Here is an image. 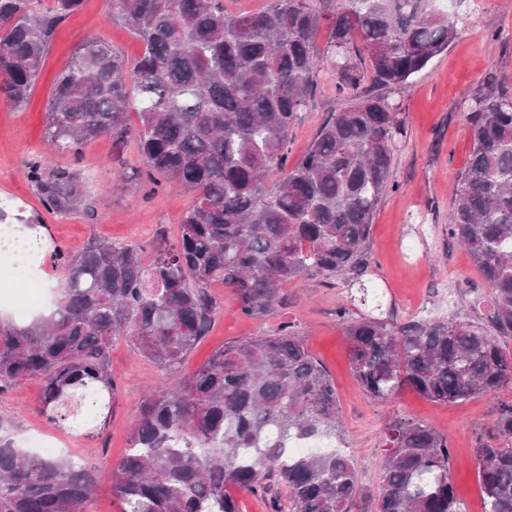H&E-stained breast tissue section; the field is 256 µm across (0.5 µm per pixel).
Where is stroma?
<instances>
[{
	"instance_id": "1",
	"label": "stroma",
	"mask_w": 512,
	"mask_h": 512,
	"mask_svg": "<svg viewBox=\"0 0 512 512\" xmlns=\"http://www.w3.org/2000/svg\"><path fill=\"white\" fill-rule=\"evenodd\" d=\"M110 13V0H84L80 11L57 25L27 104L16 108L0 100V201L10 203L8 220L43 224L51 245L70 251L94 239L147 248L160 233L175 242L182 219L197 198L191 190L165 185L147 194L136 138L116 145L110 136L99 137L85 145L77 160L44 137L53 84L81 43L100 40L130 63L141 56L142 42L127 25L111 20ZM455 24L453 43L404 89L367 80L358 88L342 90L334 75L318 72L313 95L288 135V161L294 164L329 113L346 107L355 95L383 96L400 112L403 134L395 151V187L377 208L369 244L371 266L365 281L375 304L353 301L346 281L328 285L299 278L284 286V300L270 314L251 319L239 312L227 288L211 285L214 322L179 373L191 376L229 343L295 323L335 383L346 450L361 486L379 495L385 428L396 420H411L447 437L457 497L465 512H482L473 449L477 441L494 434L499 408L512 404V387L493 399L480 395L454 405L434 404L409 388L385 403L371 400L352 374L348 342L336 317L345 306L355 318L381 312L405 323L420 306L427 318L480 319L481 311L472 301L484 295L488 285L468 253L449 238L448 226L453 189L473 144L464 108L488 78L506 80L512 89V0H458ZM36 157L49 168L79 172L86 193L83 209L63 218L43 210L37 189L26 176L28 163ZM109 365L115 383L105 407H84V424L95 428L91 434L52 423L43 411L40 381L25 380L0 393V427L16 445L43 457L80 460L95 469L98 491L86 512H121L120 501L112 495V470L129 446L130 428L144 396L169 382L165 371L123 336L112 342Z\"/></svg>"
}]
</instances>
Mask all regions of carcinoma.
<instances>
[{"instance_id":"obj_1","label":"carcinoma","mask_w":512,"mask_h":512,"mask_svg":"<svg viewBox=\"0 0 512 512\" xmlns=\"http://www.w3.org/2000/svg\"><path fill=\"white\" fill-rule=\"evenodd\" d=\"M253 15L224 0H112L111 18L143 43L129 66L100 40L84 42L56 79L45 138L82 157L104 135L140 145L149 191L154 175L199 194L180 239L143 249L107 241L58 254L63 281L53 310L25 325L0 320V392L44 382L45 402L97 380L113 388L109 352L126 336L172 376L147 396L112 474L123 512H240L237 493L271 494V512H368V492L345 444L336 387L308 351L300 328L224 346L192 376L184 358L210 328L207 288L220 283L240 313L261 317L298 278L358 285L370 265L374 214L393 188L403 121L381 96H357L320 125L288 167V132L310 100L319 70L357 87L365 57L373 80L403 88L456 36L439 0H268ZM0 0V99L25 103L56 26L83 0ZM328 22L324 48L317 46ZM136 105L140 127L127 122ZM464 117L472 151L455 189L448 237L480 269L489 294L474 305L480 323L425 318H337L364 393L389 401L405 387L436 404L493 396L512 385V95L487 80ZM45 208L65 215L84 195L78 172L28 164ZM497 437L474 448L483 512H512V405ZM290 437H326L336 446L288 453ZM449 442L430 426L386 428L375 512H464L451 482ZM287 490L281 499L278 488ZM97 490L93 469L44 458L0 433V512H83Z\"/></svg>"}]
</instances>
